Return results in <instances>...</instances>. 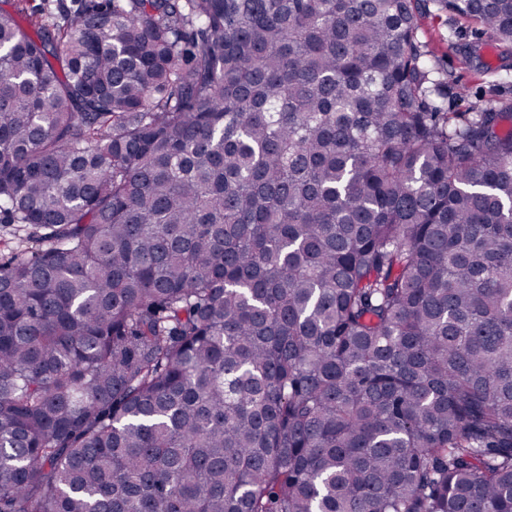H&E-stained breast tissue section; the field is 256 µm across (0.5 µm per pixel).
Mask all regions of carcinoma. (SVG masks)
I'll return each instance as SVG.
<instances>
[{"mask_svg":"<svg viewBox=\"0 0 512 512\" xmlns=\"http://www.w3.org/2000/svg\"><path fill=\"white\" fill-rule=\"evenodd\" d=\"M0 8V512H512V103L428 2ZM429 12L418 32L427 50L433 51L440 75L448 81V112H473L475 105L512 99V69H496L500 64L484 56L486 36L478 38L474 25L457 18L448 10L429 4ZM480 45L470 57L466 47ZM489 64V65H488Z\"/></svg>","mask_w":512,"mask_h":512,"instance_id":"cac0c4a2","label":"carcinoma"}]
</instances>
